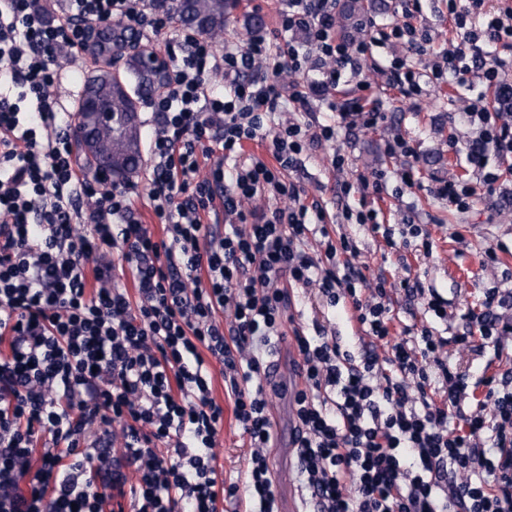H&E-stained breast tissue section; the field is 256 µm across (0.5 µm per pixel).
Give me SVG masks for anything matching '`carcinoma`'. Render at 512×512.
<instances>
[{
	"instance_id": "obj_1",
	"label": "carcinoma",
	"mask_w": 512,
	"mask_h": 512,
	"mask_svg": "<svg viewBox=\"0 0 512 512\" xmlns=\"http://www.w3.org/2000/svg\"><path fill=\"white\" fill-rule=\"evenodd\" d=\"M232 8L227 0H177L175 18L186 28L204 34L224 30L226 13ZM165 72L151 53L136 52L126 57L124 70L99 69L83 85L78 104L89 94L106 102V116L87 137L85 125L78 124L79 140L91 142L86 154L89 170L112 169L119 179H127L142 163V121L138 119L139 99L145 92L164 86Z\"/></svg>"
}]
</instances>
